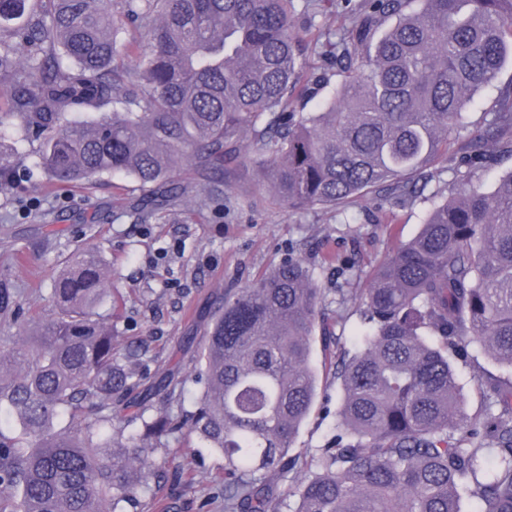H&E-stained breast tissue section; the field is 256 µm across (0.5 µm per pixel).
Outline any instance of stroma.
I'll return each instance as SVG.
<instances>
[{
    "instance_id": "obj_1",
    "label": "stroma",
    "mask_w": 512,
    "mask_h": 512,
    "mask_svg": "<svg viewBox=\"0 0 512 512\" xmlns=\"http://www.w3.org/2000/svg\"><path fill=\"white\" fill-rule=\"evenodd\" d=\"M511 87L512 61L465 107L454 146L477 133L500 92ZM0 138L24 152L20 182L0 191V282L17 289L27 314L47 315L62 261L78 248L94 247L112 267V295L120 306L113 321L116 347L143 351L139 390L173 373L183 386L184 409H192L202 389L197 355L225 295L285 258L302 261L323 292L325 322L313 332L316 399L290 450L304 462L336 432L343 394L336 378L339 351L356 344L364 328L355 295L400 244L419 233L435 206L463 188L439 164L424 193L408 201L377 190L342 206L292 210L271 191L264 172L247 162L225 177L223 207L201 208L188 221L167 211L144 221L134 212L140 192L123 175L88 191L58 192L18 122L1 125ZM455 367L465 396L462 412L470 420L482 417L487 406L482 380L512 376V369L477 346ZM179 465L193 470L192 487L172 484ZM223 490V456L186 447L179 434L154 451L141 499H161L165 512H224Z\"/></svg>"
}]
</instances>
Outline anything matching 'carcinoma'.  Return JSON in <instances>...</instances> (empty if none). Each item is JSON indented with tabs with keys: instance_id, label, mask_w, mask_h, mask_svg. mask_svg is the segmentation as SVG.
<instances>
[{
	"instance_id": "1",
	"label": "carcinoma",
	"mask_w": 512,
	"mask_h": 512,
	"mask_svg": "<svg viewBox=\"0 0 512 512\" xmlns=\"http://www.w3.org/2000/svg\"><path fill=\"white\" fill-rule=\"evenodd\" d=\"M0 0V123L16 120L41 168L63 189L120 173L149 218L181 205L177 176L202 178L199 202L224 205V167L253 134L256 163L290 208L340 206L377 189L419 193L429 169L484 168L512 158V91L483 128L448 149L464 106L512 55V0H360L352 24L303 14L341 81L299 48L294 0ZM146 23L137 65L122 62L123 21ZM362 53L353 55L348 45ZM325 100L305 111L320 92ZM112 111L80 118L78 109ZM22 154L0 144V190ZM111 271L93 248L65 261L54 316L0 337V512H125L141 505L151 456L183 430L224 456V512H279L267 480L296 466L288 452L315 401L312 335L321 290L283 261L216 311L200 353L194 409L150 416L133 398L139 353L114 345L94 315ZM367 329L343 352L336 434L307 464L293 512H512V379L484 380V420L460 418L451 357L476 343L512 369V171L492 191L466 188L358 297ZM155 389L181 406L166 374ZM66 414L69 422L58 425Z\"/></svg>"
}]
</instances>
